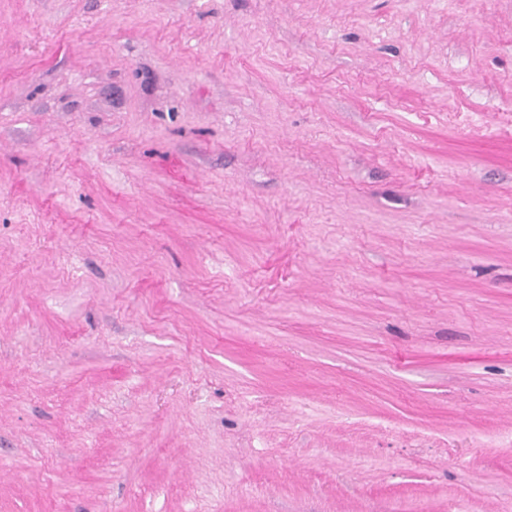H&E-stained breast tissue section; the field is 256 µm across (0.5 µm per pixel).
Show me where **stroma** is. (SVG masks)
I'll return each mask as SVG.
<instances>
[{"mask_svg":"<svg viewBox=\"0 0 512 512\" xmlns=\"http://www.w3.org/2000/svg\"><path fill=\"white\" fill-rule=\"evenodd\" d=\"M0 512H512V0H0Z\"/></svg>","mask_w":512,"mask_h":512,"instance_id":"stroma-1","label":"stroma"}]
</instances>
